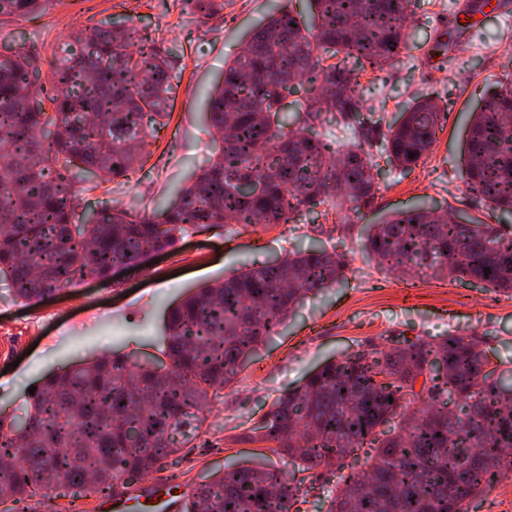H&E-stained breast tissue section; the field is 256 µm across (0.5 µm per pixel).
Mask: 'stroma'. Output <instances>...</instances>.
Wrapping results in <instances>:
<instances>
[{"label":"stroma","instance_id":"35a3bbf8","mask_svg":"<svg viewBox=\"0 0 512 512\" xmlns=\"http://www.w3.org/2000/svg\"><path fill=\"white\" fill-rule=\"evenodd\" d=\"M269 2L224 0L222 15L203 20L185 0H43L39 13L0 17V43L22 42L25 52L46 61L71 32L108 20L146 28L174 61L177 91L168 128L151 141L141 170L87 195L88 207L163 206L188 187L220 146L206 119L211 91L223 78L225 62L243 50L266 17ZM455 3L411 0L400 65L381 78L372 71L359 76L371 91L370 105H383L388 121L418 95L450 103L453 120L437 129L419 166L405 171L389 164L376 135L366 148L379 164V190L349 218L326 203L295 224L190 234L175 251L124 269L114 281L89 277L38 303L17 300L1 281L0 406L15 412L47 375L104 352H132L142 359L157 354L163 319L173 305L224 274L315 240L345 254L344 280L306 297L278 335L212 398L207 429L178 456L181 486L193 487L215 471L256 460L261 444L243 441L242 435L273 400L324 360L353 353L366 341L460 333L483 340L490 357L512 359V297L450 280L421 279L411 287L380 270L356 245L365 225L414 206L512 231V216L490 211L462 177L468 114L512 68V15L490 9L457 28L444 27Z\"/></svg>","mask_w":512,"mask_h":512}]
</instances>
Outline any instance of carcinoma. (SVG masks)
<instances>
[{
	"label": "carcinoma",
	"mask_w": 512,
	"mask_h": 512,
	"mask_svg": "<svg viewBox=\"0 0 512 512\" xmlns=\"http://www.w3.org/2000/svg\"><path fill=\"white\" fill-rule=\"evenodd\" d=\"M203 18L224 0H185ZM308 21L272 3L208 102L221 146L177 201L149 210L78 212L96 188L143 165L169 122L172 62L147 30L110 23L79 30L43 72L39 57L0 45V278L25 302L221 224H292L328 200L359 213L378 190L364 148L377 121L356 90L366 68L401 62L410 0H309ZM41 0H0L26 16ZM332 63L325 64L326 60ZM296 101L292 121L284 99ZM50 108H45V105ZM448 105L415 99L383 133L388 161L416 168ZM349 128L337 145L317 125ZM462 169L469 189L512 214V81L472 112ZM359 249L381 269L467 280L512 296V233L432 209L401 210L364 227ZM490 268L484 274V268ZM345 255L312 246L278 265L232 273L184 298L165 324V359L103 353L49 375L19 414L0 412V496L16 512L54 493L103 495L163 470L207 422L210 400L233 381L308 295L345 276ZM420 390H415L417 380ZM242 439L294 461L227 467L195 486L183 512H301L324 475L339 476L327 512H472L512 471V360H492L474 336L374 340L328 360L281 394ZM375 446L361 471L349 459Z\"/></svg>",
	"instance_id": "cac0c4a2"
}]
</instances>
